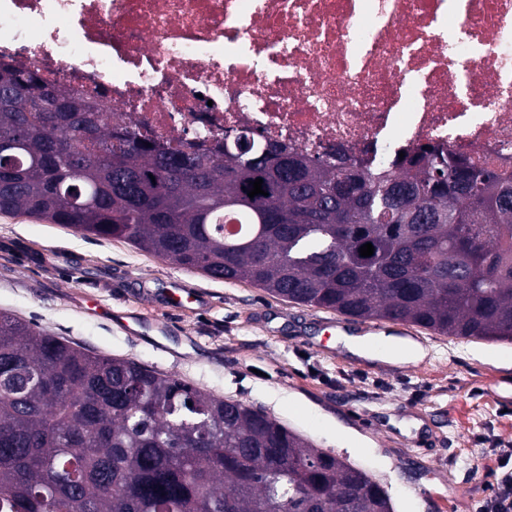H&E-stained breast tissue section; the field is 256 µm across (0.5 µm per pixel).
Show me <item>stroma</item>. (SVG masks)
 Returning <instances> with one entry per match:
<instances>
[{
  "label": "stroma",
  "instance_id": "1",
  "mask_svg": "<svg viewBox=\"0 0 512 512\" xmlns=\"http://www.w3.org/2000/svg\"><path fill=\"white\" fill-rule=\"evenodd\" d=\"M177 282L202 309L169 310ZM144 314L170 352L84 312L86 301ZM0 311L95 353L135 360L262 408L316 447L366 469L394 512H476L512 442V345L423 331L426 359L392 368L349 353L320 310L174 265L121 239L0 213Z\"/></svg>",
  "mask_w": 512,
  "mask_h": 512
}]
</instances>
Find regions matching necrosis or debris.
<instances>
[{
	"instance_id": "1",
	"label": "necrosis or debris",
	"mask_w": 512,
	"mask_h": 512,
	"mask_svg": "<svg viewBox=\"0 0 512 512\" xmlns=\"http://www.w3.org/2000/svg\"><path fill=\"white\" fill-rule=\"evenodd\" d=\"M0 59L152 140L512 170V0H0Z\"/></svg>"
}]
</instances>
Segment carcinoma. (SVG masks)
<instances>
[{
	"instance_id": "1",
	"label": "carcinoma",
	"mask_w": 512,
	"mask_h": 512,
	"mask_svg": "<svg viewBox=\"0 0 512 512\" xmlns=\"http://www.w3.org/2000/svg\"><path fill=\"white\" fill-rule=\"evenodd\" d=\"M5 77L1 213L298 305L512 343V175L428 145L394 174L250 130L243 154L147 140L95 104L39 111L43 79L0 60ZM1 375L0 512H393L364 470L263 411L5 312Z\"/></svg>"
}]
</instances>
